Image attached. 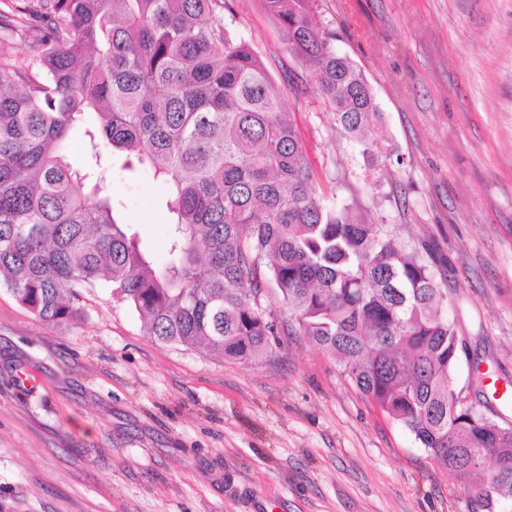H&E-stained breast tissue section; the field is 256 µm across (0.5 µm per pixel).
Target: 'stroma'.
<instances>
[{"instance_id": "1", "label": "stroma", "mask_w": 512, "mask_h": 512, "mask_svg": "<svg viewBox=\"0 0 512 512\" xmlns=\"http://www.w3.org/2000/svg\"><path fill=\"white\" fill-rule=\"evenodd\" d=\"M313 19L370 86L388 147L376 168L342 131L312 68L263 0L224 23L266 65L324 196L429 249L467 343L457 388L512 423V0H313ZM104 195L157 259L163 188L114 165ZM280 323L264 358L159 343L108 289L86 316L40 320L0 287V512H471L415 436ZM39 376L23 388L17 373Z\"/></svg>"}]
</instances>
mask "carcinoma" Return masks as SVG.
Segmentation results:
<instances>
[{
  "label": "carcinoma",
  "instance_id": "obj_1",
  "mask_svg": "<svg viewBox=\"0 0 512 512\" xmlns=\"http://www.w3.org/2000/svg\"><path fill=\"white\" fill-rule=\"evenodd\" d=\"M288 49L374 166L378 115L312 0H265ZM0 286L39 319H81V288H108L157 341L253 360L276 336L275 286L297 329L451 471L473 508L512 499V427L451 408L463 339L432 265L350 206L328 204L267 70L224 25V0H36L0 9ZM85 128L91 163L64 144ZM166 185L158 263L100 196L114 158ZM90 191H75V185ZM494 475L478 473L486 460Z\"/></svg>",
  "mask_w": 512,
  "mask_h": 512
}]
</instances>
